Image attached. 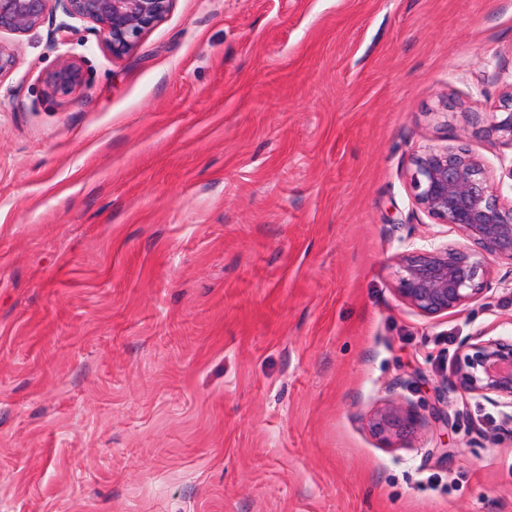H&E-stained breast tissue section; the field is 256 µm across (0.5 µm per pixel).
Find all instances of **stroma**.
<instances>
[{"mask_svg":"<svg viewBox=\"0 0 512 512\" xmlns=\"http://www.w3.org/2000/svg\"><path fill=\"white\" fill-rule=\"evenodd\" d=\"M50 30L0 36V512H512V430L449 383L512 338V265L436 316L394 291L460 240L413 158H512L464 118L512 90V0H174L119 58ZM82 81V72L76 63L64 59L60 66L46 77V85L52 94H65ZM420 417L409 405L399 403L388 404L377 412L370 420V425L379 435H401L413 430L418 425Z\"/></svg>","mask_w":512,"mask_h":512,"instance_id":"35a3bbf8","label":"stroma"}]
</instances>
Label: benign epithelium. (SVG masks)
I'll return each instance as SVG.
<instances>
[{
  "label": "benign epithelium",
  "mask_w": 512,
  "mask_h": 512,
  "mask_svg": "<svg viewBox=\"0 0 512 512\" xmlns=\"http://www.w3.org/2000/svg\"><path fill=\"white\" fill-rule=\"evenodd\" d=\"M173 0H0V33L22 36L45 21L56 30L86 24L114 56L130 53L142 34L169 12ZM12 48L0 41V77L13 70ZM82 81L76 63L65 59L46 77L53 94H65ZM474 133L512 147V91L489 119L465 113ZM410 188L416 204L438 224L455 229L469 245L432 244L398 260L395 291L405 303L428 316L457 309L491 286L489 260L512 264V199L491 185L484 161L466 143L428 147L412 162ZM453 372L452 386L468 395L512 409V339H478L465 343ZM419 416L409 405L391 403L370 425L379 435L398 436L412 430Z\"/></svg>",
  "instance_id": "7a95c632"
}]
</instances>
